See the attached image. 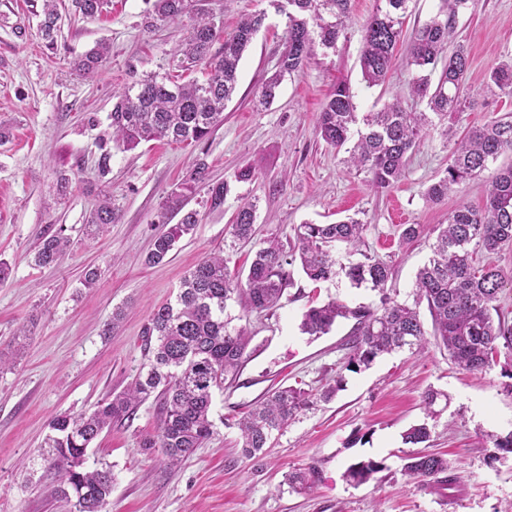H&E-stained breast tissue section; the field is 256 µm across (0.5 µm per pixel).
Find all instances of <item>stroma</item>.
<instances>
[{
	"instance_id": "35a3bbf8",
	"label": "stroma",
	"mask_w": 512,
	"mask_h": 512,
	"mask_svg": "<svg viewBox=\"0 0 512 512\" xmlns=\"http://www.w3.org/2000/svg\"><path fill=\"white\" fill-rule=\"evenodd\" d=\"M378 4L352 0L353 22L336 51L317 53L302 74L285 78L274 103L260 111L252 100L276 69L285 28L282 17L269 15L243 55L236 91L209 140L113 150L111 171L102 179L97 160L110 131L113 92L139 76L170 72L187 22L146 28L151 0H112L93 19L73 16L65 2L57 47L50 51L33 0H0V125L10 131L0 144V259L11 266L9 279L0 283V351L13 359L0 370V512H73L55 496L53 476L40 458L49 419L92 411L131 382L145 360L142 331L150 313L174 300L183 276L230 240L241 204L256 202L258 218L254 238L232 252L230 272L248 270L267 237L289 244L298 225L352 216L365 225L362 253L392 265L390 296L412 302L434 226L458 201L479 207L485 200L480 180L440 204L427 203L424 192L450 161L446 131L460 135L512 113V95L488 86L492 68L512 58V0H479L460 15L455 38L470 53L465 90L473 106L449 113L422 134L404 178L383 190L374 189L366 174L347 170L316 131L322 105L342 78L356 92L358 111L379 109L395 96L407 109L416 106L404 57L396 58L385 83L369 88L362 80V25ZM100 42L110 49L103 70L93 80L79 79L70 60ZM200 160L211 183L231 184L222 211L204 209L206 193L198 191L188 203L199 212L194 232L165 262L145 264L154 236L165 229V198ZM244 166L254 169V180L235 182ZM62 174L70 180L63 195L56 189ZM104 185L119 218L89 241L83 224ZM405 224L422 225L424 232L403 246ZM48 230L63 231L72 244L58 264L41 267L34 255ZM90 270L100 278L87 289L82 280ZM334 299L355 307L379 296L351 287L342 275L316 284L298 273L276 308L246 314L253 354L215 396L212 437L181 465L167 467L142 446L160 426L156 399L143 403L131 421L105 429L86 460L112 470L104 512H512V453L493 442L512 432V396L503 390L512 358L500 355L491 369L469 374L432 345L419 355L398 351L369 369L345 372L351 321L317 339L299 328L309 307ZM119 307L125 316L115 325L112 313ZM338 376L343 388L331 401L303 411L265 454L241 455L233 422L269 389L293 386L314 394ZM430 388L448 395L447 406L434 415L422 402ZM423 423L429 441L404 443L403 433ZM416 452L447 455L460 480L437 492L427 489L402 471L404 456ZM368 458L384 462V471L350 485L346 469ZM308 466L320 470L321 483L309 494L293 492L285 474Z\"/></svg>"
}]
</instances>
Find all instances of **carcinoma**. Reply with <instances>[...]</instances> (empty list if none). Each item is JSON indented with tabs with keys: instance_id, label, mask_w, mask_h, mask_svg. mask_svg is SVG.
<instances>
[{
	"instance_id": "carcinoma-1",
	"label": "carcinoma",
	"mask_w": 512,
	"mask_h": 512,
	"mask_svg": "<svg viewBox=\"0 0 512 512\" xmlns=\"http://www.w3.org/2000/svg\"><path fill=\"white\" fill-rule=\"evenodd\" d=\"M111 0H71L73 14L96 18ZM268 8L241 18L224 47L211 53L224 22L204 8V0H154L151 20L175 22L184 17L192 24L170 65L177 71L202 70L203 80L179 84L169 76L146 75L113 93L110 113L112 144L126 151L142 142H203L223 121L224 109L236 88L243 52L252 43L268 17V11L285 19L283 50L277 70L255 95L256 107L267 108L275 99V88L289 75L304 71L316 49L336 50L339 38L351 20V0H265ZM380 6L363 24L360 66L369 87L384 83L395 51L406 45L408 65L418 68L412 76L413 95L425 109L409 111L401 101L385 104L376 112H359L355 92L346 80L334 84L318 115L317 131L336 152H344L342 163L363 172L377 189L388 188L404 176L408 153L419 137L433 125V117L463 112L470 107L464 92L470 65L467 47L448 48L460 13L476 0H443L444 7L410 34L403 24L411 0H379ZM41 32L46 47L55 49L59 14L56 0H42ZM108 47L98 44L73 60L77 76L91 77L106 62ZM442 68H437V65ZM490 82L504 93H512V60L490 73ZM512 153V115L472 127L455 142L451 162L425 191L426 201L438 204L455 187L484 177L488 164L501 154ZM207 166L199 161L168 194L163 213L180 216L178 222L154 238L145 263L160 264L179 239L193 231L199 212L186 209L196 188L207 181ZM486 178V177H484ZM224 182L208 188L203 205L211 211L224 207L229 193ZM119 209L112 196L103 192L86 218V235L93 237L116 222ZM257 204L240 206L233 218L229 249L253 237ZM365 224L346 217L334 224H300L293 245L285 247L269 237L255 251L246 277L230 274L229 253L214 252L184 276L175 303H166L149 316L143 335L146 361L121 392L104 400L93 411L77 415L60 413L49 421L50 434L42 454L45 468L57 481V494L75 499L74 512H103L112 491V470L85 467L87 449L104 429L131 420L150 397L160 400L158 433L145 439L144 448H157L168 467L179 465L213 435L212 406L215 391L228 377L236 376L249 356L247 328L233 324L228 309L235 303L244 312H263L276 307L293 285L292 266L314 283L332 281L345 273L355 288L362 286L379 294V303L351 307L331 300L308 308L300 330L308 336H323L336 322L354 321L343 369L357 372L376 359L396 351L422 353L430 341L444 348L460 369L478 373L495 363L500 350L512 355V323L500 311L498 301L512 274L493 261V256L512 245V165L499 168L486 178V201L481 209L458 204L447 223L438 225L431 256L415 276V305L399 303L387 295L391 265L381 259L342 264L338 247L350 256L358 252ZM69 240L60 233L41 236L35 261L41 266L57 262ZM486 261L480 263L476 257ZM426 303L432 320L427 332L417 306ZM313 405L312 395L291 387H279L262 399L237 422L242 455L251 458L281 435L296 417ZM429 428L413 426L404 443L428 441ZM385 465L373 459L350 465L344 477L356 485L382 472ZM452 464L442 455L415 453L405 457L406 475L424 482L432 490L444 486L443 475ZM289 487L311 492L321 481L313 466L286 475Z\"/></svg>"
}]
</instances>
